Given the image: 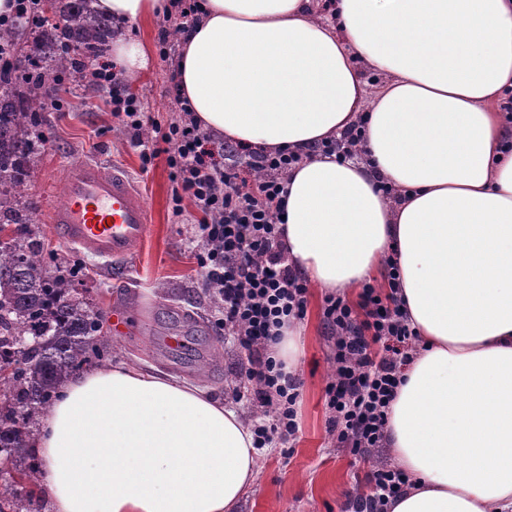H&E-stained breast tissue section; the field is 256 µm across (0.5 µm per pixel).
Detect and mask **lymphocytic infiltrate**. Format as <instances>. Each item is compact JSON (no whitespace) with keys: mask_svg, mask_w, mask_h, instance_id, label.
I'll return each mask as SVG.
<instances>
[{"mask_svg":"<svg viewBox=\"0 0 512 512\" xmlns=\"http://www.w3.org/2000/svg\"><path fill=\"white\" fill-rule=\"evenodd\" d=\"M83 66L93 86L107 90L113 119L140 149L142 171L164 159L174 214L182 215L189 202L199 215L200 248L194 257L200 286L220 301L224 327L246 354L239 377L250 400L269 415L254 428L256 448L289 443L299 430L302 380L287 371L275 346L282 328L305 318L307 286L288 261L279 214L282 176L298 156L216 141L195 119L176 73H169L165 94L181 118L164 126L126 90L105 55L88 56ZM147 128L152 137L146 142L141 134ZM397 271L389 264L383 286L365 284L357 303L333 294L324 299L334 364L325 389L327 429L360 457L384 447L390 404L414 353L417 332L403 310ZM368 481L371 492L350 499L351 512H388L389 503L410 484L402 469L388 464L377 465Z\"/></svg>","mask_w":512,"mask_h":512,"instance_id":"obj_1","label":"lymphocytic infiltrate"}]
</instances>
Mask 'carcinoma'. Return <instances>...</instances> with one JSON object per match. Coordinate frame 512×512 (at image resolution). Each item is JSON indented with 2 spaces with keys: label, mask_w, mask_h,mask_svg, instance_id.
Here are the masks:
<instances>
[{
  "label": "carcinoma",
  "mask_w": 512,
  "mask_h": 512,
  "mask_svg": "<svg viewBox=\"0 0 512 512\" xmlns=\"http://www.w3.org/2000/svg\"><path fill=\"white\" fill-rule=\"evenodd\" d=\"M47 2L63 27L47 17L37 26L25 18L0 23V51L34 62L26 77L0 80V465L21 467L19 481L0 491V512H38L40 471L25 466L36 417L66 379L112 357L75 272L48 271L40 244L10 229L37 223L23 199L29 164L44 146L37 118L47 107L46 82L78 78L77 55L101 54L112 39V19L95 0Z\"/></svg>",
  "instance_id": "carcinoma-1"
}]
</instances>
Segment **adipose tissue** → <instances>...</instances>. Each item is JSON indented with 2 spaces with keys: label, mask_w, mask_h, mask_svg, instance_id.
<instances>
[{
  "label": "adipose tissue",
  "mask_w": 512,
  "mask_h": 512,
  "mask_svg": "<svg viewBox=\"0 0 512 512\" xmlns=\"http://www.w3.org/2000/svg\"><path fill=\"white\" fill-rule=\"evenodd\" d=\"M177 68L202 128L300 155L286 248L311 287L348 297L397 261L420 341L389 411L412 481L389 512H512V0H338L331 22L311 0H205ZM357 122L366 160L311 155ZM33 448L47 512H241L258 476L236 408L122 363L72 375Z\"/></svg>",
  "instance_id": "obj_1"
}]
</instances>
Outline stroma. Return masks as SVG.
<instances>
[{"mask_svg":"<svg viewBox=\"0 0 512 512\" xmlns=\"http://www.w3.org/2000/svg\"><path fill=\"white\" fill-rule=\"evenodd\" d=\"M164 24L161 16L129 24L130 35L146 47L149 66L127 78L126 84L146 111L166 124L177 119L179 111L164 94L171 68L158 51V33ZM107 98L99 89L72 85L63 96V110L42 115L44 124L53 129V138L35 164L28 201L37 212L34 230L44 253L55 266L82 261L79 286L88 291L95 310L102 314V333L112 347L113 362H128L196 383L224 402L237 404L251 422L263 421L262 408L235 397L241 386L237 373L246 356L219 327L217 299L198 286L196 210L189 205L183 215H173L164 162L141 173L140 150L132 146L130 134L113 121ZM72 159L125 165L152 210L148 237L122 274H108L98 260L80 257L60 241L47 222L49 207L63 200V171ZM324 297L319 289L309 291L302 354L295 366L303 380L298 403L301 432L289 454H282L277 447L260 449L259 478L241 512H342L346 494L370 493L367 476L373 466L394 460L386 447L368 459L356 458L349 449L339 447L327 431L325 386L333 374V341L323 324ZM120 302L127 306L128 327L122 333L112 326ZM182 319L190 320L194 331L182 349L174 351L165 339ZM205 361L210 364L208 371L198 374L197 366Z\"/></svg>","mask_w":512,"mask_h":512,"instance_id":"stroma-1","label":"stroma"}]
</instances>
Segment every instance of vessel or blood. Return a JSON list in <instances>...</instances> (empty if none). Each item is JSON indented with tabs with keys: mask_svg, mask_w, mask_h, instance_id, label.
<instances>
[{
	"mask_svg": "<svg viewBox=\"0 0 512 512\" xmlns=\"http://www.w3.org/2000/svg\"><path fill=\"white\" fill-rule=\"evenodd\" d=\"M49 222L68 247L122 270L146 240L151 213L125 166L83 159L67 165L64 199Z\"/></svg>",
	"mask_w": 512,
	"mask_h": 512,
	"instance_id": "obj_1",
	"label": "vessel or blood"
}]
</instances>
